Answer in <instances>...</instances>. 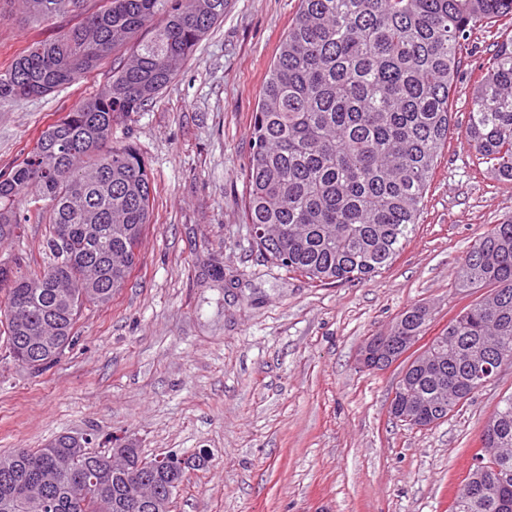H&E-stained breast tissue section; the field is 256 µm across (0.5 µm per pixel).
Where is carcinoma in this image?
Returning a JSON list of instances; mask_svg holds the SVG:
<instances>
[{
  "label": "carcinoma",
  "mask_w": 512,
  "mask_h": 512,
  "mask_svg": "<svg viewBox=\"0 0 512 512\" xmlns=\"http://www.w3.org/2000/svg\"><path fill=\"white\" fill-rule=\"evenodd\" d=\"M250 127L245 211L262 258L321 284L371 279L390 267L419 222L446 145L461 51L478 30L512 29V0H298ZM48 25L81 0H24ZM228 0H104L72 26L27 46L0 72V101L68 85L134 43L93 98L49 124L21 162L0 171V241L45 225L46 262L0 260L5 359L38 372L73 341L81 308L124 287L150 224L154 187L137 151L112 144L120 118L142 112L174 79ZM148 39L134 41L144 29ZM465 139L500 181L512 182V36L476 68ZM36 196L49 209L34 214ZM459 288H485L419 354L395 387L396 421H445L464 406L486 366L512 365V220L494 224L459 260ZM431 320L423 305L397 319L386 347L407 351ZM63 434L0 457V512H150L131 496L148 478ZM472 475H509L508 487L457 512H503L512 500V395L489 418Z\"/></svg>",
  "instance_id": "carcinoma-1"
}]
</instances>
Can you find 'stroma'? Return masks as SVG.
Masks as SVG:
<instances>
[{"label": "stroma", "instance_id": "1", "mask_svg": "<svg viewBox=\"0 0 512 512\" xmlns=\"http://www.w3.org/2000/svg\"><path fill=\"white\" fill-rule=\"evenodd\" d=\"M298 0H229L146 111L112 129L155 187L136 267L105 306L85 305L76 340L46 371L0 362V454L83 434L144 457L206 450L171 512H450L476 466L485 424L512 394V366L429 428L389 414L401 364L366 370L365 342L409 306L430 307L434 336L480 289L460 290V257L512 219V185L467 144L470 71L463 54L454 127L401 255L366 282L320 285L265 261L244 213L251 116ZM50 27L0 0V72ZM111 60L44 97L0 102V170L106 83ZM45 227L0 243V260L43 263Z\"/></svg>", "mask_w": 512, "mask_h": 512}]
</instances>
